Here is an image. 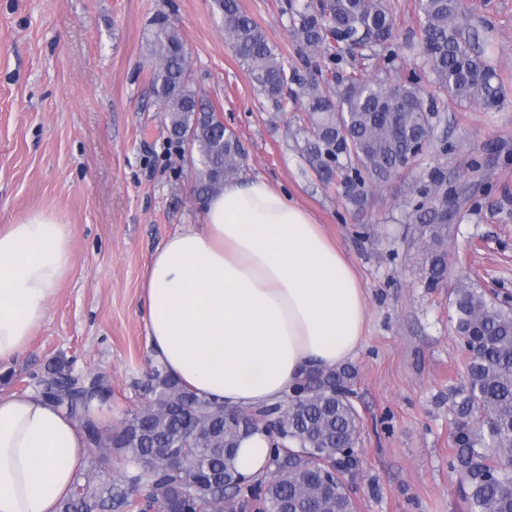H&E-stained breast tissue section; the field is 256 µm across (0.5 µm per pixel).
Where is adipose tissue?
I'll list each match as a JSON object with an SVG mask.
<instances>
[{
    "instance_id": "1",
    "label": "adipose tissue",
    "mask_w": 512,
    "mask_h": 512,
    "mask_svg": "<svg viewBox=\"0 0 512 512\" xmlns=\"http://www.w3.org/2000/svg\"><path fill=\"white\" fill-rule=\"evenodd\" d=\"M202 224L156 249L141 288L147 346L197 395L228 409L279 403L312 368L352 359L367 296L313 214L260 178L225 182ZM69 224L34 210L0 227V363L22 353L73 266ZM265 430L236 457L265 472ZM77 422L42 394L0 392V512H58L86 457Z\"/></svg>"
}]
</instances>
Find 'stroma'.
<instances>
[{"label":"stroma","instance_id":"35a3bbf8","mask_svg":"<svg viewBox=\"0 0 512 512\" xmlns=\"http://www.w3.org/2000/svg\"><path fill=\"white\" fill-rule=\"evenodd\" d=\"M268 40L298 63L284 0H239ZM396 9V66L425 71L416 0ZM175 26L194 87L261 177L307 208L366 290L367 330L352 364L358 468L355 512H466L448 466V383L464 354L448 327V291L424 286L408 203L430 169L456 196L448 212V275L512 298V0H462L501 75L500 107L440 102L430 148L400 177L366 185L360 205L325 186L300 156V111L258 94L224 40L214 0H0V225L46 209L70 224L74 265L29 346L0 365V389L31 391L57 361L112 391L96 418L118 425L147 400L146 310L140 288L153 252L201 223L188 146L169 133L150 84L145 37L157 15Z\"/></svg>","mask_w":512,"mask_h":512}]
</instances>
